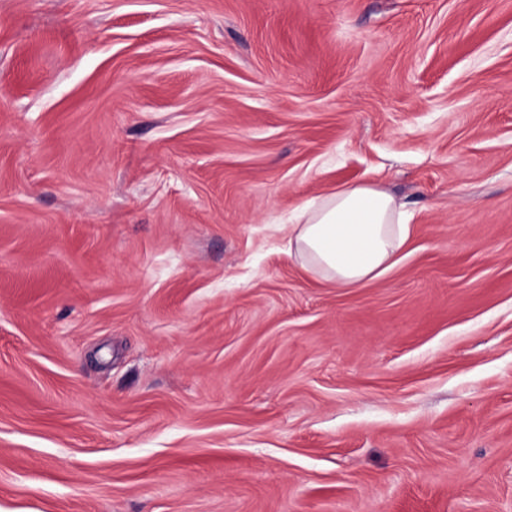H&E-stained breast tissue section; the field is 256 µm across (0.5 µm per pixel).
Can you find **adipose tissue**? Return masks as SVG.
Returning <instances> with one entry per match:
<instances>
[{
    "mask_svg": "<svg viewBox=\"0 0 512 512\" xmlns=\"http://www.w3.org/2000/svg\"><path fill=\"white\" fill-rule=\"evenodd\" d=\"M303 267L339 288L375 281L410 239L404 203L373 184L343 185L311 200L288 226Z\"/></svg>",
    "mask_w": 512,
    "mask_h": 512,
    "instance_id": "adipose-tissue-1",
    "label": "adipose tissue"
}]
</instances>
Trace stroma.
Returning a JSON list of instances; mask_svg holds the SVG:
<instances>
[{
	"label": "stroma",
	"instance_id": "obj_1",
	"mask_svg": "<svg viewBox=\"0 0 512 512\" xmlns=\"http://www.w3.org/2000/svg\"><path fill=\"white\" fill-rule=\"evenodd\" d=\"M0 512H512V0H0ZM288 229L302 266L339 288L387 273L411 235L405 204L367 183L337 186L311 200Z\"/></svg>",
	"mask_w": 512,
	"mask_h": 512
}]
</instances>
